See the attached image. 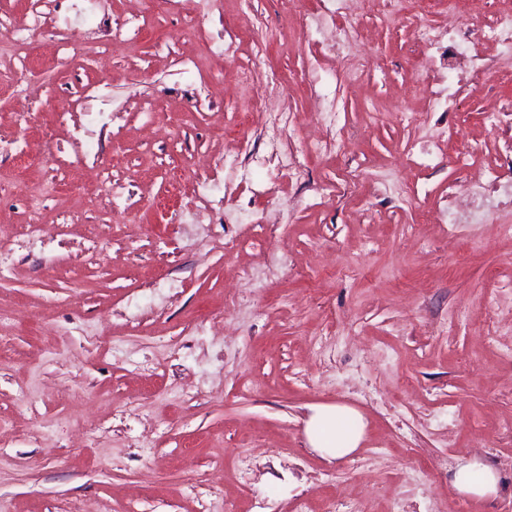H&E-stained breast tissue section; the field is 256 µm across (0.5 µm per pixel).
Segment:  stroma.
<instances>
[{
    "instance_id": "1",
    "label": "stroma",
    "mask_w": 512,
    "mask_h": 512,
    "mask_svg": "<svg viewBox=\"0 0 512 512\" xmlns=\"http://www.w3.org/2000/svg\"><path fill=\"white\" fill-rule=\"evenodd\" d=\"M300 6L304 33L281 0H184L118 41L140 0H100L88 17L83 0H0L1 20L37 7L50 18L39 51L0 44V137H17L29 109L41 115L30 148L58 145L27 172L0 158V237L35 221L46 242L10 255L0 280V308L20 312L0 326V512H221L228 500L325 512L354 497L377 512L391 499L402 512H512V210L485 224L417 216L466 175L449 144L478 142L476 162L495 163L488 100L430 109L406 21L363 13L345 56L324 39L332 17ZM252 26L284 37L257 45ZM360 64L359 85L337 81ZM272 71L292 85L279 103L289 147L327 145L298 186L280 181L259 127L250 155L230 142L240 74L257 89ZM205 87L214 102L199 110ZM60 97L73 101L63 116ZM406 110L425 123H403ZM340 128L356 136L343 154ZM424 147L439 165L415 162ZM288 194L292 223L256 227ZM327 404L360 413L355 454L310 448L306 422ZM474 455L498 471L497 496L452 486Z\"/></svg>"
}]
</instances>
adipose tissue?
<instances>
[{
	"label": "adipose tissue",
	"instance_id": "obj_1",
	"mask_svg": "<svg viewBox=\"0 0 512 512\" xmlns=\"http://www.w3.org/2000/svg\"><path fill=\"white\" fill-rule=\"evenodd\" d=\"M305 433L310 446L321 454L345 457L363 440L362 418L346 405H319L313 408ZM451 481L458 492L487 499L497 495L500 478L492 466L475 456L457 465Z\"/></svg>",
	"mask_w": 512,
	"mask_h": 512
}]
</instances>
